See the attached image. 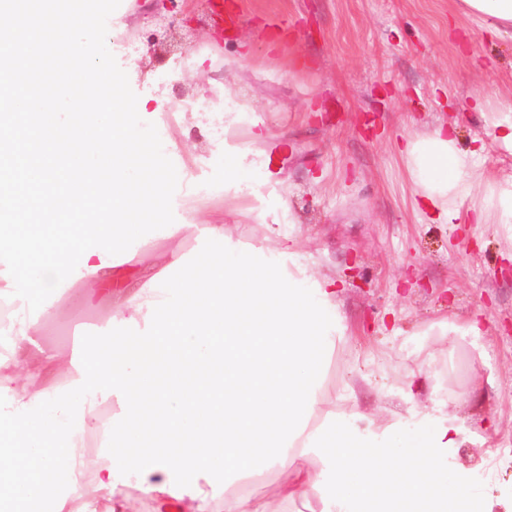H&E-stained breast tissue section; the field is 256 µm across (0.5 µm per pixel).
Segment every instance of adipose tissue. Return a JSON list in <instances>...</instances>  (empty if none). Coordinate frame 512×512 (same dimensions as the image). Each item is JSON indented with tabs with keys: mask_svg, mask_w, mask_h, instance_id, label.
I'll use <instances>...</instances> for the list:
<instances>
[{
	"mask_svg": "<svg viewBox=\"0 0 512 512\" xmlns=\"http://www.w3.org/2000/svg\"><path fill=\"white\" fill-rule=\"evenodd\" d=\"M461 11L512 40V0H461ZM250 58L246 40L224 58V130L247 131L255 150L271 140L235 85ZM401 155L412 204L433 224L497 225L512 242V179L496 178L458 148L444 126L408 129ZM265 165L224 153V221L210 224L196 254L166 255L159 269L112 293L115 311L83 360L46 345L19 315L15 349L0 352V437L12 445L10 489L25 502L53 500L83 512L86 485L128 512V488L154 512H490L473 481L452 476L463 428L447 406L410 407L381 423L338 408L325 386L348 327L335 277L309 261L299 237L269 226L291 211L288 184L262 194ZM264 225L265 243L235 241L231 228ZM112 401L111 417L97 410ZM104 460L75 466L88 433ZM41 465L31 469L29 454ZM279 471L263 499L243 484Z\"/></svg>",
	"mask_w": 512,
	"mask_h": 512,
	"instance_id": "adipose-tissue-1",
	"label": "adipose tissue"
}]
</instances>
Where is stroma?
I'll list each match as a JSON object with an SVG mask.
<instances>
[{"mask_svg": "<svg viewBox=\"0 0 512 512\" xmlns=\"http://www.w3.org/2000/svg\"><path fill=\"white\" fill-rule=\"evenodd\" d=\"M224 8L251 44L236 84L274 136L272 177L288 181L307 251L335 275L352 331L330 363V392L370 416L435 402L465 422L482 414L489 427L470 426L452 461L457 474L477 478L492 512H512V455L495 451L512 442V244L488 224H432L415 213L397 150L412 122L442 125L498 177H512V151L487 136L476 106L482 91L512 95V42L462 15L458 0H224ZM155 12L144 0H122L113 12L115 38L138 48L120 66L157 121L182 123L196 145L187 170L210 193L187 201L177 221L220 224L224 147L243 139L224 134L223 84L183 63L186 49L208 47L211 17L205 0H187L185 22L152 43ZM205 102L213 110L203 115ZM195 246L191 234L155 237L116 277L138 280L158 255ZM110 289L94 286L83 305L60 300L41 336L65 347L71 323L104 322L110 311L97 299ZM472 317L488 331L480 348L448 332Z\"/></svg>", "mask_w": 512, "mask_h": 512, "instance_id": "1", "label": "stroma"}]
</instances>
